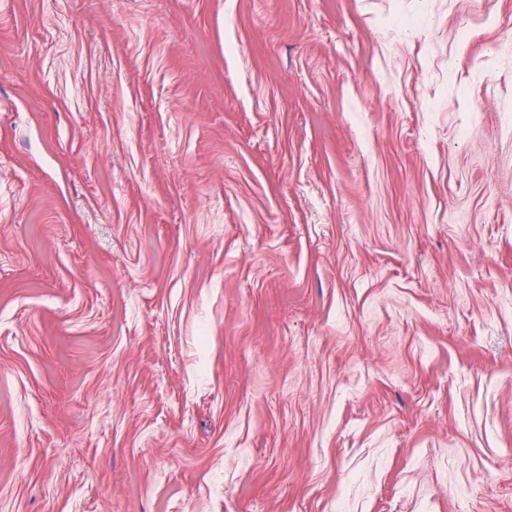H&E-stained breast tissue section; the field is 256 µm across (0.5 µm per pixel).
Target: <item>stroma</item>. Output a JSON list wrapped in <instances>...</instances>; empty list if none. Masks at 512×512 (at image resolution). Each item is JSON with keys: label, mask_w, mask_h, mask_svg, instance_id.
Segmentation results:
<instances>
[{"label": "stroma", "mask_w": 512, "mask_h": 512, "mask_svg": "<svg viewBox=\"0 0 512 512\" xmlns=\"http://www.w3.org/2000/svg\"><path fill=\"white\" fill-rule=\"evenodd\" d=\"M0 512H512V0H0Z\"/></svg>", "instance_id": "obj_1"}]
</instances>
